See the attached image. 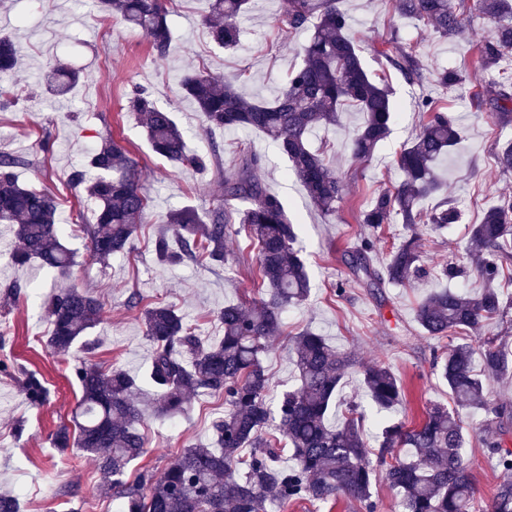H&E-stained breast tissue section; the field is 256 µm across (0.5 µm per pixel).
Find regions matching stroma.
Listing matches in <instances>:
<instances>
[{
    "mask_svg": "<svg viewBox=\"0 0 512 512\" xmlns=\"http://www.w3.org/2000/svg\"><path fill=\"white\" fill-rule=\"evenodd\" d=\"M393 4L394 0L339 3L350 18L349 35L360 48L366 69L387 74L398 112L389 137L369 162L356 160L349 152V137L361 122V113L344 112L341 125L312 133L313 145L323 147L345 185L336 215L329 219L310 204L286 159L263 134L207 130L201 113L178 87L179 73L202 65L220 78L242 76L249 96L272 99L299 62L298 52L307 37L306 31L289 29L280 14V0H258L256 12L241 20L242 41L233 50L220 49L211 40L203 25L204 0H171L174 39L163 60L155 58L141 32L100 12L95 0H0V32L16 34L24 58L20 69L0 78L16 96L13 107L0 111V151L30 160V167L20 173L21 181L56 195L58 221L67 227L64 243L77 253V264L66 279L37 263L14 266L10 253L15 239L9 227L0 224V491L16 492L22 512H114L111 499L100 492L94 462L75 448L59 453L48 435L70 418L80 394L75 366H119L144 381L151 348L138 311L126 305L130 294H139L147 304L177 306L196 333L209 340L223 334L217 313L224 305L249 303L264 295L251 264L254 254L242 235L227 240L229 261L221 266H169L157 261L152 242L162 218L184 205L209 209L222 202L223 190L213 173L172 168L152 151L135 115L126 110V97L136 85L145 87L157 105L174 112L187 132L190 151L218 150L227 167L239 162L242 149L260 155V179L280 196L298 226V246L312 293L306 305L284 312L283 335L264 360L272 397L297 387L289 339L309 328L353 351L361 362L381 363L392 371L404 391L396 418L416 423L426 402L448 403L447 385L431 370L434 342L419 328L415 306L426 293L445 287L438 275L441 267L450 262L466 265L470 225L480 223L484 210L500 195L512 196V173H502L495 160L499 146L512 139V123L498 124L478 96L495 77L478 65L487 21L465 14L464 36L446 40L400 17ZM394 40L418 59L421 83L408 82L383 57ZM59 60L80 70L82 78L66 97L53 99L42 92L40 74ZM442 67L459 68L463 83L441 86L435 72ZM425 97L460 119L462 139L441 170L462 220L444 232L424 231L426 277L407 286H387L378 296L354 284L343 295H335L337 282L348 276L341 255L359 239L363 210L374 192L393 188L402 178L396 154L423 123L417 105ZM107 133L138 161L150 206L131 252L101 264L90 260L88 242L77 229L78 224L93 222V205L75 197L69 176L98 136ZM44 140L50 144L46 152L40 148ZM66 282L96 294L103 310L100 324L61 357L46 344L49 323L40 298ZM13 283L22 290L10 297L5 287ZM28 371L39 373L45 382L49 396L43 404H32L23 389ZM223 413L222 398L199 395L183 415L145 418L141 430L146 453L128 469V479L146 469L163 472L186 446L210 445L212 423ZM69 485L78 487V498L59 496V488Z\"/></svg>",
    "mask_w": 512,
    "mask_h": 512,
    "instance_id": "stroma-1",
    "label": "stroma"
}]
</instances>
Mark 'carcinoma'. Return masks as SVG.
I'll list each match as a JSON object with an SVG mask.
<instances>
[{
    "mask_svg": "<svg viewBox=\"0 0 512 512\" xmlns=\"http://www.w3.org/2000/svg\"><path fill=\"white\" fill-rule=\"evenodd\" d=\"M98 3L140 31L154 56L168 55L173 33L162 0ZM207 3L204 21L212 41L236 48L241 42L238 21L252 10L254 0ZM471 9L491 23L478 63L493 70L512 51V0H473ZM396 10L442 38L461 33L453 0H396ZM281 12L290 28H309L311 34L301 48V62L291 68L272 100H256L235 79L221 80L204 67L184 72L179 86L208 127L257 131L270 139L313 206L332 217L344 185L312 148L309 134L317 127L338 125L342 113L353 109L362 113L363 121L351 139L352 157L372 158L394 119L392 90L385 79L365 69L348 33L349 17L337 0H281ZM383 55L408 81H422L412 53L393 45ZM20 64L14 41L1 36L0 74ZM79 79L80 72L62 62L43 73L45 90L55 96L66 95ZM510 87L512 77L504 74L485 90L501 121L512 119ZM126 108L137 115L154 152L171 166L205 170L211 165L213 154L189 152L172 113L157 106L146 89H134ZM419 111L426 120L397 158L400 183L372 197L361 216L360 243L344 254L356 282L372 293L387 284H408L423 273L416 225L441 231L462 218L445 195L439 174L441 162L460 140L457 118L430 98L422 99ZM26 165L19 155L0 153V224L13 226L16 240L10 259L17 266L37 261L65 273L75 264V255L62 242L57 198L20 181L19 169ZM261 166V158L246 151L239 164L217 168L224 202L202 213L193 206L169 212L168 228L155 237L154 251L163 264L223 265L225 240L243 232L253 243L265 297L251 305H225L218 313L223 336L206 341L175 308H143L141 298L130 295L126 304L140 309L151 345V390L139 389L135 378L119 368L75 367L80 397L70 421L51 434L53 447L64 453L76 446L95 460L101 491L121 501V512H267L270 501L280 507L343 501L354 512H378L372 493L378 477L398 494L401 512H512V480L498 484L482 508L475 509V461L467 452L471 434L462 421L465 411L482 413L478 442L484 458L512 471V404L493 402L485 391L489 379H512V345L504 336H484L489 324L502 323L512 314V297L500 288L505 271L512 268V196H500L470 228L468 256L483 287L473 294L434 290L415 308L417 324L436 341L432 365L448 385L454 406L429 403L419 423L387 424L378 447L370 448L360 405L345 404L342 420L330 423L341 381L359 361L313 331L292 338L298 387L282 393L274 406L268 401L270 379L263 357L281 332L283 312L308 301L311 281L297 247V225L282 199L258 177ZM70 183L79 196L96 203L95 222L79 225L92 257L104 263L128 252L149 206L139 163L130 151L109 134L99 136L71 171ZM431 196L439 197L437 203L420 210L421 201ZM233 201L244 208L232 209ZM390 224L402 225L408 235L381 263L377 245ZM45 312L52 325L47 344L62 355L101 320L99 299L76 286L53 290ZM361 376L378 410H391L401 402V384L388 368L365 366ZM23 387L32 403L47 399L39 374L27 373ZM199 392L224 396V416L212 424L214 447L189 446L160 476L145 471L133 481L126 479L129 464L146 453L139 429L145 414H181Z\"/></svg>",
    "mask_w": 512,
    "mask_h": 512,
    "instance_id": "cac0c4a2",
    "label": "carcinoma"
}]
</instances>
